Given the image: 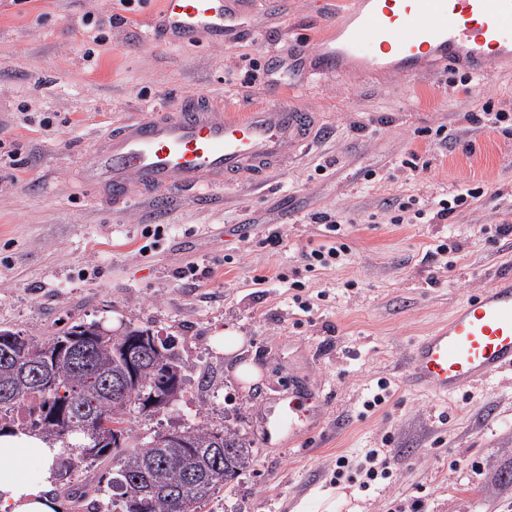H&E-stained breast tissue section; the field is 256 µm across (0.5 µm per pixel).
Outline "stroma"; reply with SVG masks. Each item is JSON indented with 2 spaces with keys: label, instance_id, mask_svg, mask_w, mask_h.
<instances>
[{
  "label": "stroma",
  "instance_id": "35a3bbf8",
  "mask_svg": "<svg viewBox=\"0 0 512 512\" xmlns=\"http://www.w3.org/2000/svg\"><path fill=\"white\" fill-rule=\"evenodd\" d=\"M347 0H255L252 28L232 45L201 36L172 46L152 38L160 0H0V328L41 338L61 324L100 321L173 336L187 361L172 407L139 417L149 434L204 418L254 443L253 466L201 512H512V373L439 398L405 385L412 343L447 321L497 274L512 273V235L486 232L512 212V136L464 115L512 113V68L464 88L461 67L412 77L323 75L316 54L332 30L321 12ZM196 93L230 114L281 96L313 112L316 137L255 187L176 188L96 199L76 163L118 123ZM454 143L435 139L436 129ZM417 154L426 169L401 162ZM376 171L366 180V171ZM484 194L438 224L392 223L400 197L435 198L474 186ZM343 223L349 252L334 270L304 271L300 251ZM279 227L283 247L261 245ZM456 251L425 262L440 241ZM200 275L189 276L190 266ZM298 273L314 304L298 309L274 271ZM267 276L255 284L256 276ZM232 330L239 353L216 345ZM260 371L246 384L236 368ZM388 385L385 403H363ZM317 390L324 417L304 444L279 425L289 393ZM381 449L392 477L369 488L336 477ZM460 467H453V460Z\"/></svg>",
  "mask_w": 512,
  "mask_h": 512
}]
</instances>
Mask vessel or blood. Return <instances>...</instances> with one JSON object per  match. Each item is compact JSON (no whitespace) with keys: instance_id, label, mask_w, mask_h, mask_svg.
<instances>
[{"instance_id":"b4317fda","label":"vessel or blood","mask_w":512,"mask_h":512,"mask_svg":"<svg viewBox=\"0 0 512 512\" xmlns=\"http://www.w3.org/2000/svg\"><path fill=\"white\" fill-rule=\"evenodd\" d=\"M252 0H162L154 22L162 40L186 45L199 35L230 45L244 31ZM512 58V0H350L320 53L321 69L353 66L420 73L427 63L487 69ZM311 113L276 102L235 116L197 94L158 115L132 120L95 141L79 165L80 181L98 198L130 193L157 196L172 187L231 185L245 173L280 170L308 146ZM512 370V275L460 303L446 323L421 337L409 353L406 382L440 396L456 394ZM325 399L288 398L281 421L289 435L320 417Z\"/></svg>"}]
</instances>
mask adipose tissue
Listing matches in <instances>:
<instances>
[{"label":"adipose tissue","mask_w":512,"mask_h":512,"mask_svg":"<svg viewBox=\"0 0 512 512\" xmlns=\"http://www.w3.org/2000/svg\"><path fill=\"white\" fill-rule=\"evenodd\" d=\"M58 449L25 430L0 432V512H54L46 491Z\"/></svg>","instance_id":"ef3b65f1"}]
</instances>
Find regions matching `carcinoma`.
Segmentation results:
<instances>
[{
  "instance_id": "cac0c4a2",
  "label": "carcinoma",
  "mask_w": 512,
  "mask_h": 512,
  "mask_svg": "<svg viewBox=\"0 0 512 512\" xmlns=\"http://www.w3.org/2000/svg\"><path fill=\"white\" fill-rule=\"evenodd\" d=\"M142 328L119 334L97 321H75L40 339L0 328V432L27 430L59 445L55 481L103 457L115 472L100 491L104 512H198L224 482L251 467L252 442L236 430L197 422L166 440L156 431L130 444L131 420L166 408L175 386H183L185 363L175 339L150 348L130 368ZM129 382L127 394L112 398V384ZM32 398L21 419L15 409Z\"/></svg>"
}]
</instances>
